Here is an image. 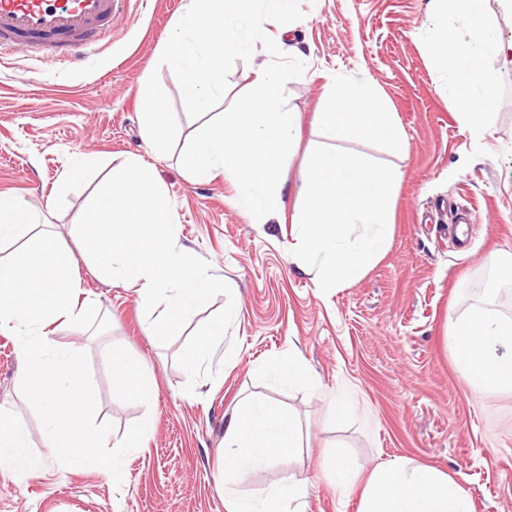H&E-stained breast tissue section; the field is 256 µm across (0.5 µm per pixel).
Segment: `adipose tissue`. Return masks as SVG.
<instances>
[{"instance_id":"ef3b65f1","label":"adipose tissue","mask_w":512,"mask_h":512,"mask_svg":"<svg viewBox=\"0 0 512 512\" xmlns=\"http://www.w3.org/2000/svg\"><path fill=\"white\" fill-rule=\"evenodd\" d=\"M485 3L443 0L430 53L433 68L449 75L448 91L459 104L461 124L474 136L486 134L490 126L487 108L492 84L483 62L512 51V46L495 37ZM454 15L467 18V39H457L449 32L448 19ZM314 122L334 140L379 138L395 153L405 147L392 113L363 82H333ZM446 335L473 387L512 393L511 320H501L490 310L477 307L450 322ZM109 359L114 389L145 397L149 390L146 368L117 351L111 352ZM299 445V427L279 404L241 399L224 424V474L219 491L230 505L229 512H289L291 502L301 495L297 487L272 491L257 504L239 497L235 487L247 473L292 455ZM334 471L344 492H359L360 512H471L469 495L462 487L447 475L403 457L379 463L364 477L340 455Z\"/></svg>"}]
</instances>
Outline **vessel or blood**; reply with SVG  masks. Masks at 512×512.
<instances>
[{
  "instance_id": "obj_1",
  "label": "vessel or blood",
  "mask_w": 512,
  "mask_h": 512,
  "mask_svg": "<svg viewBox=\"0 0 512 512\" xmlns=\"http://www.w3.org/2000/svg\"><path fill=\"white\" fill-rule=\"evenodd\" d=\"M123 0H0V53L76 60L94 50Z\"/></svg>"
}]
</instances>
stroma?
<instances>
[{"instance_id":"35a3bbf8","label":"stroma","mask_w":512,"mask_h":512,"mask_svg":"<svg viewBox=\"0 0 512 512\" xmlns=\"http://www.w3.org/2000/svg\"><path fill=\"white\" fill-rule=\"evenodd\" d=\"M189 3L135 0V20L116 14L110 36L80 63L0 57V194L30 201L78 255L72 227L107 163L138 155L168 192L179 246L206 260L233 292L197 310L164 345L147 327L135 289L100 281L78 256L84 296L111 327L97 334L65 323L56 345L77 343L87 354L96 419L112 423V442L145 418L151 431L125 457L121 481L92 466L61 465L21 393L20 342L0 333V410L25 439L20 467L0 469V512H228L217 490L225 415L244 395L279 401L302 431L292 458L251 472L240 486L245 494L295 485L304 492L301 512H358L359 494L336 485L332 462L341 451L365 476L383 460L412 459L463 486L472 512H512V394L473 389L446 341L447 324L476 304L512 320V281L487 262L496 250L512 254V60L484 62L494 87L491 128L475 137L461 127L447 74L429 63L438 0H300L305 17L287 32L264 23L280 50L305 64L285 86L301 126L282 172L286 191L296 193L311 151L327 141L313 115L330 78L369 83L406 143L393 155L376 139L339 141L398 168L402 179L383 257L356 283L325 293L289 263V224L254 223L235 207V187L223 175L193 179L179 153L157 155L140 135L142 89L154 72L179 144L201 126L188 117L172 70L158 65L159 46ZM87 156L96 167L58 193L62 172ZM463 212L474 222L462 244L446 228ZM230 300L240 309L228 333L236 347L215 380L186 393L176 357L188 334ZM110 349L147 365L150 400L114 390ZM292 351L314 384L288 388L259 375L260 365ZM340 395L353 405L343 419L333 413Z\"/></svg>"}]
</instances>
